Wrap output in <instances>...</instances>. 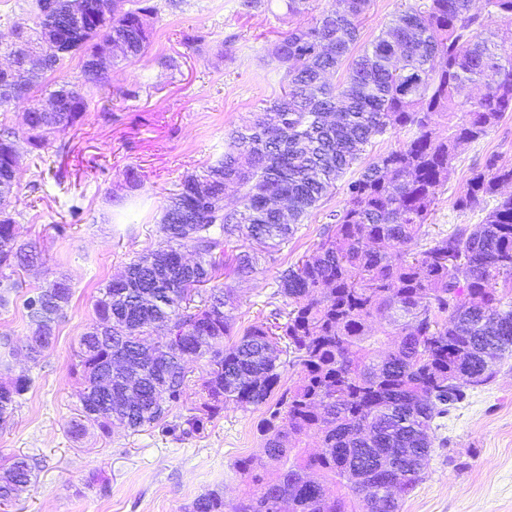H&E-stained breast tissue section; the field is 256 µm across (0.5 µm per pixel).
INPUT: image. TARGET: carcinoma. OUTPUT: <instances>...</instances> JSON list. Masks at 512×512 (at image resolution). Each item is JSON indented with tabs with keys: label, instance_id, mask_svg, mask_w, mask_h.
I'll use <instances>...</instances> for the list:
<instances>
[{
	"label": "carcinoma",
	"instance_id": "1",
	"mask_svg": "<svg viewBox=\"0 0 512 512\" xmlns=\"http://www.w3.org/2000/svg\"><path fill=\"white\" fill-rule=\"evenodd\" d=\"M109 3L112 15L57 30L42 27L46 0H33L28 18L0 16L47 58L30 89L61 104L57 120L27 113L28 144L36 158L51 137L85 116L98 81L88 57L121 40L112 64L146 55L158 8L148 0ZM314 0H283L285 14L315 10ZM370 0H333L306 26L267 48L286 87L225 140L224 155L186 175L162 209L157 247L128 264L95 300L96 321L80 339L77 366L85 388L75 439L88 429L133 432L164 424L189 384L184 357L207 361L198 414L204 426L228 403L266 407L257 425L261 453L236 461L254 486L231 510L224 491L196 497L186 512H400L398 495L423 480L435 432L468 397L493 378L488 360L512 357V166L495 155L472 171L456 210L487 211L480 224H459L420 245L439 189L453 172L457 149L486 136L512 112V39L484 33V23L512 24V0H405L404 8L349 65L342 83L326 81L359 39ZM73 57L82 81L45 82ZM403 136L398 148L370 162L346 184V202L333 214L309 255L280 271L284 307L234 330L227 274H253L259 254L295 235L336 181L378 136ZM17 134L0 120V283L38 256L19 244L21 212ZM237 194L234 208L225 203ZM288 201L283 212L269 204ZM191 244L197 261L184 260ZM211 288H205V285ZM72 299L58 277L25 300L31 326L29 360L52 348L54 329ZM293 355L299 379L282 384L280 355ZM0 425L13 414L31 379L6 381ZM316 437V451L301 444ZM34 467L12 459L0 477V505L28 490ZM336 491H331V487Z\"/></svg>",
	"mask_w": 512,
	"mask_h": 512
}]
</instances>
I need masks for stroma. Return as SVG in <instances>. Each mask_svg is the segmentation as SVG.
I'll use <instances>...</instances> for the list:
<instances>
[{
	"label": "stroma",
	"mask_w": 512,
	"mask_h": 512,
	"mask_svg": "<svg viewBox=\"0 0 512 512\" xmlns=\"http://www.w3.org/2000/svg\"><path fill=\"white\" fill-rule=\"evenodd\" d=\"M152 3L159 13L148 53L109 68L84 121L59 134V152L38 190L30 188L35 158L26 142L18 144L19 196L36 206L19 217L16 239L36 243L39 258L21 271L9 305L0 307V336L11 337L17 348L12 355L0 349V381L18 375L31 380L0 428V472L15 456L32 457L37 467L29 491L0 512H185L214 486H223L228 506L253 489L235 463L260 451L261 410L230 403L202 430L184 431V416L200 402L201 360L187 361L189 387L169 427L135 433L116 427L106 437L91 429L79 440L67 431L84 388L79 340L95 319L100 289L156 247L161 210L182 177L215 163L229 130L280 93L282 73L267 64L266 50L300 23L285 15L279 0H267L250 16L237 15V0ZM164 57L175 60V70L160 66ZM490 154L512 164V112L458 149L454 172L425 226L430 236L484 219L481 211L459 213L453 202ZM131 170L141 179L134 190L126 182ZM344 203L340 183L288 245L259 259L256 273L224 278L237 297V328L282 305L279 271L311 253L329 214ZM61 274L73 296L52 349L33 363L22 355L29 336L24 301ZM437 438L426 474L403 496L400 512H512V358L472 390Z\"/></svg>",
	"instance_id": "stroma-1"
}]
</instances>
